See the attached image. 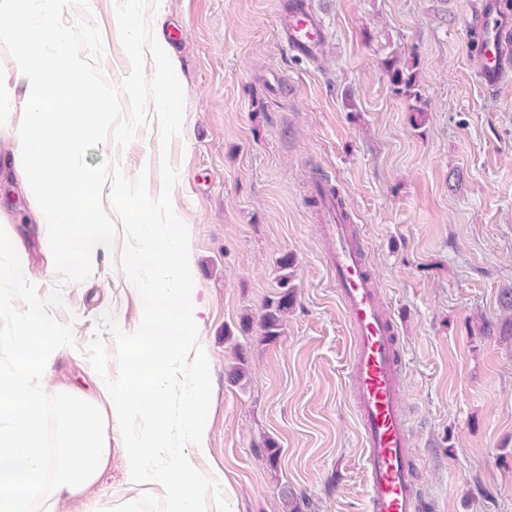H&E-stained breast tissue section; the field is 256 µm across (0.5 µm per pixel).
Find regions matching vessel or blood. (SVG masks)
<instances>
[{"instance_id": "vessel-or-blood-1", "label": "vessel or blood", "mask_w": 512, "mask_h": 512, "mask_svg": "<svg viewBox=\"0 0 512 512\" xmlns=\"http://www.w3.org/2000/svg\"><path fill=\"white\" fill-rule=\"evenodd\" d=\"M289 52L316 60L324 44L319 16L307 0H292L278 20ZM484 47L479 81L495 89L512 75V15L500 0H481L465 26ZM320 230L333 243L330 270L353 338L349 399L362 442L367 512H428L409 455L406 369L397 326L373 276L357 225L327 186L315 189Z\"/></svg>"}]
</instances>
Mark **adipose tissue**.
I'll return each mask as SVG.
<instances>
[{
	"label": "adipose tissue",
	"mask_w": 512,
	"mask_h": 512,
	"mask_svg": "<svg viewBox=\"0 0 512 512\" xmlns=\"http://www.w3.org/2000/svg\"><path fill=\"white\" fill-rule=\"evenodd\" d=\"M45 315L44 301H31L14 338L16 362L0 373V512H30L43 499L54 507L86 499L112 457L99 402L66 386L59 390L57 448L45 449L42 381L67 341L47 328Z\"/></svg>",
	"instance_id": "1"
}]
</instances>
